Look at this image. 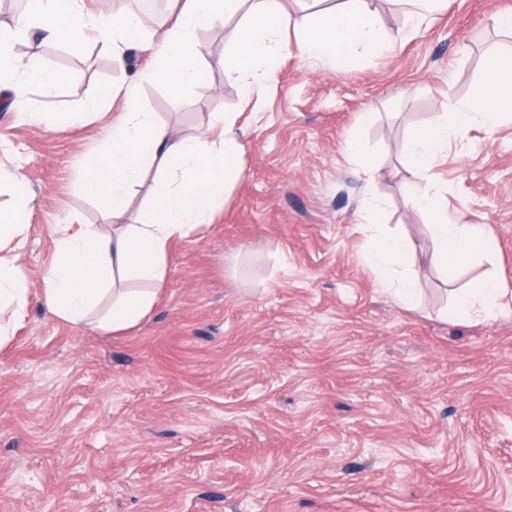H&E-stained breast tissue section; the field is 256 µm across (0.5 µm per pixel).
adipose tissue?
<instances>
[{
    "label": "adipose tissue",
    "mask_w": 512,
    "mask_h": 512,
    "mask_svg": "<svg viewBox=\"0 0 512 512\" xmlns=\"http://www.w3.org/2000/svg\"><path fill=\"white\" fill-rule=\"evenodd\" d=\"M401 2L404 23L393 31L373 10L371 0H338L331 8L294 13L284 10L279 0H182L173 23L152 47L154 62L144 77L162 83L175 95L189 87L209 90L195 34L236 16L242 23L224 69L240 82L245 96L263 89L277 58L291 47L302 58L340 72L413 34L440 0ZM33 29L43 40L54 42H74L91 33L103 48L115 52L143 38L141 22L133 14L112 10L92 14L85 0H29L24 17L0 23V84L10 85L14 105L37 121L46 120L47 115L30 98L31 87L62 82L63 76L43 68L36 58L25 60L15 54V45L28 41ZM485 73L474 96L455 109L454 119L441 116L411 133L404 155L414 177L433 169L450 137L468 125L478 122L491 128L512 118V50L488 55ZM239 139L236 113L222 115L219 132L206 130L184 138L151 113L139 111L135 100H128L125 112L112 120L105 148L88 158L84 183L116 231L107 235L92 224L59 226L56 257L40 275L43 289L36 299L41 307L59 319L82 325L92 320L93 310L108 294L112 308L97 321L99 328L116 332L137 326L156 302L155 287L166 278L170 242L212 223L227 187L241 179ZM149 167L155 168L162 186L145 208L130 212L129 191ZM410 202L428 216L425 233L432 258L445 272L454 273L464 259L488 249L480 227L452 222L447 210L420 187H413ZM30 204L23 192L14 208L0 210V300L8 299L13 306L12 322L0 323V346L10 341L34 299L18 266L19 250L29 231ZM367 261L380 281L406 303H413L416 281L398 274L399 268L415 263L406 238L373 236ZM121 277L143 283V290L118 288ZM511 290L497 278L483 279L458 297L456 309L467 316L477 305L484 313H492Z\"/></svg>",
    "instance_id": "1"
}]
</instances>
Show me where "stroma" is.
Returning <instances> with one entry per match:
<instances>
[{"label":"stroma","mask_w":512,"mask_h":512,"mask_svg":"<svg viewBox=\"0 0 512 512\" xmlns=\"http://www.w3.org/2000/svg\"><path fill=\"white\" fill-rule=\"evenodd\" d=\"M512 0H447L432 21L344 72L283 55L258 97L224 74L240 24L197 32L210 90L171 95L92 41L42 43L65 82L31 95L51 123L0 104V206L21 172L34 198L19 264L32 288L56 227L100 224L86 160L125 98L84 117L105 85L182 137L222 113L244 130L242 179L213 223L175 241L134 329L76 326L31 304L0 347V512H512V299L470 320L458 293L512 287V120L475 123L428 174L458 223L493 249L445 279L426 215L406 202L409 131L469 101ZM375 113L361 126V115ZM360 133L362 156L344 145ZM383 176L366 186L362 165ZM417 252L414 305L381 288L357 224L367 196Z\"/></svg>","instance_id":"35a3bbf8"}]
</instances>
